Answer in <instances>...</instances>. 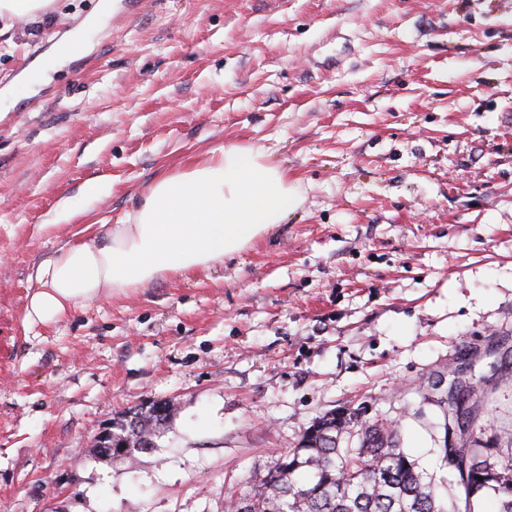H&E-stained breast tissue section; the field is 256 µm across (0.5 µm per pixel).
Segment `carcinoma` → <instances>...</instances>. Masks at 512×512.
<instances>
[{"label": "carcinoma", "mask_w": 512, "mask_h": 512, "mask_svg": "<svg viewBox=\"0 0 512 512\" xmlns=\"http://www.w3.org/2000/svg\"><path fill=\"white\" fill-rule=\"evenodd\" d=\"M485 393L470 382L437 400L444 429L460 437L441 449L466 475L450 482L424 469L401 444V425L331 410L303 432L257 481L225 490L230 512H475L473 499L491 491L499 512H512V454L469 432ZM177 412L171 401L153 400L112 418V448L123 457L148 450Z\"/></svg>", "instance_id": "carcinoma-1"}]
</instances>
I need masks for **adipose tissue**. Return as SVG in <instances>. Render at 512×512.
<instances>
[{"instance_id":"obj_1","label":"adipose tissue","mask_w":512,"mask_h":512,"mask_svg":"<svg viewBox=\"0 0 512 512\" xmlns=\"http://www.w3.org/2000/svg\"><path fill=\"white\" fill-rule=\"evenodd\" d=\"M295 207L287 173L252 147L222 145L153 184L131 223L107 224L36 267L24 321L58 322L103 297L223 263Z\"/></svg>"}]
</instances>
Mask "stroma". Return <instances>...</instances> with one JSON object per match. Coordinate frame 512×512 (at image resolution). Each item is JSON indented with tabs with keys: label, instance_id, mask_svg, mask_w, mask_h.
<instances>
[{
	"label": "stroma",
	"instance_id": "obj_1",
	"mask_svg": "<svg viewBox=\"0 0 512 512\" xmlns=\"http://www.w3.org/2000/svg\"><path fill=\"white\" fill-rule=\"evenodd\" d=\"M97 0L0 34V512H227L324 412L366 406L440 466L453 377L512 427V0ZM237 143L287 171L284 223L224 263L24 322L37 265ZM104 180L110 196L85 185ZM147 400L131 461L94 451ZM95 16L84 21L82 26L67 37L59 40L49 55L40 61V69L43 73L53 70L56 65L68 58L82 53L87 45L88 38L94 30L95 18L110 13L114 0H97ZM177 412V407L172 401L153 400L121 416L113 417L109 431L103 430L98 438L103 441L111 436L112 445L103 442L101 448L105 453H112V448L123 450V456L127 459H134L136 452H144L153 446L147 447V444L156 443L168 427L170 420ZM115 452L112 453V458Z\"/></svg>",
	"mask_w": 512,
	"mask_h": 512
}]
</instances>
